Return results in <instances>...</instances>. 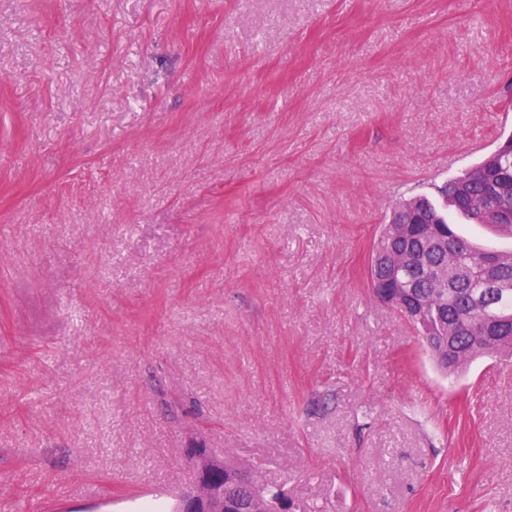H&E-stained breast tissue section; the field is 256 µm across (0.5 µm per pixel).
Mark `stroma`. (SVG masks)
<instances>
[{"label":"stroma","instance_id":"stroma-1","mask_svg":"<svg viewBox=\"0 0 512 512\" xmlns=\"http://www.w3.org/2000/svg\"><path fill=\"white\" fill-rule=\"evenodd\" d=\"M510 135L496 0H0V512H172L190 448L296 512H512V364L367 287Z\"/></svg>","mask_w":512,"mask_h":512}]
</instances>
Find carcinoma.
<instances>
[{"label":"carcinoma","mask_w":512,"mask_h":512,"mask_svg":"<svg viewBox=\"0 0 512 512\" xmlns=\"http://www.w3.org/2000/svg\"><path fill=\"white\" fill-rule=\"evenodd\" d=\"M470 171L448 179L437 188L441 201L427 195H419L399 202L402 209L393 214L392 222H420L440 227L448 234V251L454 263L448 268V283L436 284L437 269L445 262V255L438 251H426L412 235L399 236L392 233L393 227L385 224L373 247V253L400 252L410 258L399 271L378 268L368 272L369 284L374 281L386 282L398 276L410 285L411 303L406 318L417 332L426 331L439 339L452 338L456 349L461 352L455 360L446 365L439 353L433 351L431 358L445 373L454 374L479 357L512 355V323L496 329L486 328L483 310L475 301L474 290L479 283L492 278L498 282L512 283V258H504L497 252L472 244L455 231L449 214L466 215L458 206L463 197L480 199L488 183L499 176L493 169L486 171L484 179L472 180ZM281 489L261 483L253 477L249 490L239 488L230 477L224 480V507L227 512H240L249 508L250 503L259 499L268 503V512H277V501Z\"/></svg>","instance_id":"obj_1"}]
</instances>
